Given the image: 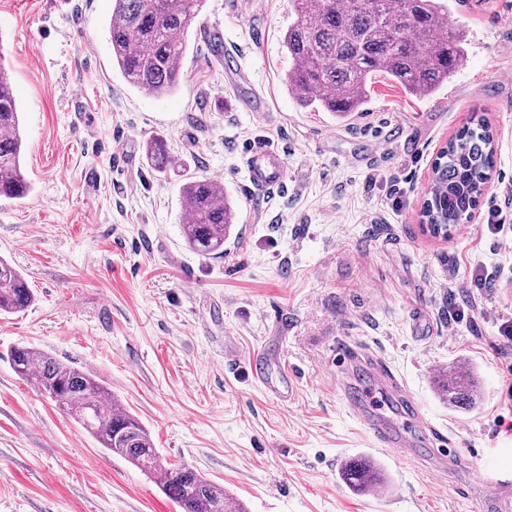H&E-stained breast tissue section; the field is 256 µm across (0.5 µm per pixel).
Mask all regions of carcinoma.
Returning <instances> with one entry per match:
<instances>
[{
    "label": "carcinoma",
    "mask_w": 512,
    "mask_h": 512,
    "mask_svg": "<svg viewBox=\"0 0 512 512\" xmlns=\"http://www.w3.org/2000/svg\"><path fill=\"white\" fill-rule=\"evenodd\" d=\"M201 0H112L108 27L112 62L138 91L160 96L179 88L181 61ZM295 21L284 45L292 65L286 86L304 108L340 116L361 110L379 73L415 97L434 94L468 59L465 36L448 25L445 0H290ZM25 152L19 108L0 64V197L26 198L32 190L22 166ZM146 158L159 170L168 164L161 139L146 144ZM494 164L493 135L482 124L448 141L430 183L431 223L446 228L475 209L476 189ZM188 213L182 236L195 253L224 255V240L237 219L224 186L191 175L180 188ZM33 301L25 279L0 259V313L24 311ZM15 373L47 394L59 392L60 410L76 419L106 450L153 473L179 512H248L224 487L186 466H166L147 428L94 375L35 347L10 351ZM440 400L472 410L479 395L472 367L449 366L436 378ZM340 480L354 493L387 486L376 460L344 461Z\"/></svg>",
    "instance_id": "obj_1"
}]
</instances>
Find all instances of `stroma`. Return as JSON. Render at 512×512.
<instances>
[{
	"label": "stroma",
	"instance_id": "1",
	"mask_svg": "<svg viewBox=\"0 0 512 512\" xmlns=\"http://www.w3.org/2000/svg\"><path fill=\"white\" fill-rule=\"evenodd\" d=\"M468 38L465 67L432 97L377 78L363 111L338 117L297 104L284 79L289 0H204L187 76L146 96L112 64V0H0V62L22 116V200L0 198V257L34 291L0 314V512H177L154 480L108 453L47 395L13 371L25 344L89 371L149 430L160 457L223 486L249 512H482L483 488L512 480V0H449ZM221 30L214 56L203 27ZM245 96L267 99L246 112ZM494 135V166L470 218L448 237L421 223L431 166L464 129ZM401 140L386 136L394 126ZM167 141L157 171L149 139ZM286 166L256 193L251 149ZM223 184L237 212L223 256H199L181 236L186 175ZM506 208L500 235L489 209ZM495 276L470 298L473 274ZM466 308L462 322L451 310ZM375 359L460 460L439 476L400 461L366 433L344 388L372 407L361 366ZM269 350L273 379L295 378L283 402L251 380L247 360ZM469 363L482 395L470 411L439 399L434 380ZM368 455L389 485L357 495L340 481Z\"/></svg>",
	"mask_w": 512,
	"mask_h": 512
}]
</instances>
